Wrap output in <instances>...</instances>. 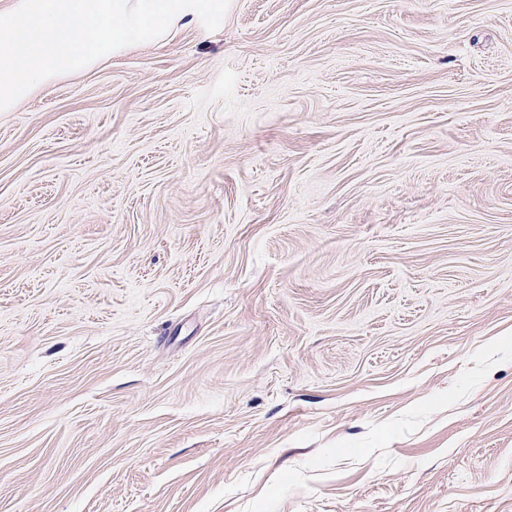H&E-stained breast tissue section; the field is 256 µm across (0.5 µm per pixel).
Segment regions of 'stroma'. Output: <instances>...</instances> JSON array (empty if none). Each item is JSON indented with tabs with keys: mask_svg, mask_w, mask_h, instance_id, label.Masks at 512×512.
Returning a JSON list of instances; mask_svg holds the SVG:
<instances>
[{
	"mask_svg": "<svg viewBox=\"0 0 512 512\" xmlns=\"http://www.w3.org/2000/svg\"><path fill=\"white\" fill-rule=\"evenodd\" d=\"M0 512H512V0H231L0 112Z\"/></svg>",
	"mask_w": 512,
	"mask_h": 512,
	"instance_id": "obj_1",
	"label": "stroma"
}]
</instances>
